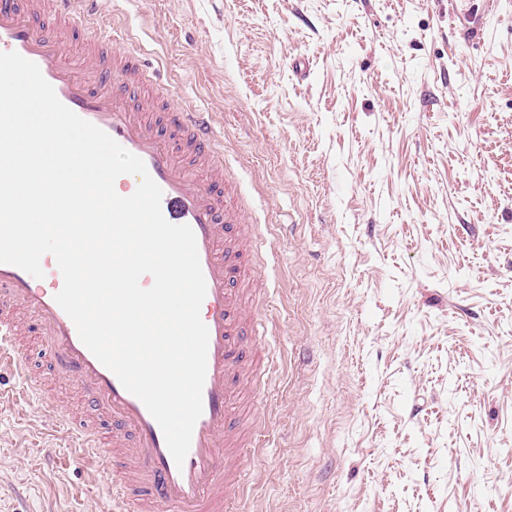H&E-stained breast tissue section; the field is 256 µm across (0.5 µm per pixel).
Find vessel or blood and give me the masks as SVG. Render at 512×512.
I'll use <instances>...</instances> for the list:
<instances>
[{
    "label": "vessel or blood",
    "instance_id": "vessel-or-blood-1",
    "mask_svg": "<svg viewBox=\"0 0 512 512\" xmlns=\"http://www.w3.org/2000/svg\"><path fill=\"white\" fill-rule=\"evenodd\" d=\"M99 3L0 0V51L36 63L66 107L141 158L163 192L166 220L193 229L207 287L200 310L209 331L203 412L183 465H176L145 405L82 343L57 304L63 278L50 254L41 258L40 279L0 263V371L20 376V396L48 413L50 433H63L78 460L108 457L117 512H235L245 454L238 405L253 378L254 355L275 333L242 306L235 286L246 273V255L256 250L252 220L232 202L210 114L149 94L152 75L138 54L101 38ZM46 14L53 23L43 31L38 20ZM21 314L37 321L50 366L79 390L84 417L60 412L32 372L18 341Z\"/></svg>",
    "mask_w": 512,
    "mask_h": 512
}]
</instances>
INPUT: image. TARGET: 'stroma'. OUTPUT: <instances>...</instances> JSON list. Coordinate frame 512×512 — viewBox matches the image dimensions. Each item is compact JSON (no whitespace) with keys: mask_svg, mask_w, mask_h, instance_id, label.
I'll use <instances>...</instances> for the list:
<instances>
[{"mask_svg":"<svg viewBox=\"0 0 512 512\" xmlns=\"http://www.w3.org/2000/svg\"><path fill=\"white\" fill-rule=\"evenodd\" d=\"M104 3L273 245L240 512H512V0ZM48 422L0 400V512H110Z\"/></svg>","mask_w":512,"mask_h":512,"instance_id":"stroma-1","label":"stroma"}]
</instances>
